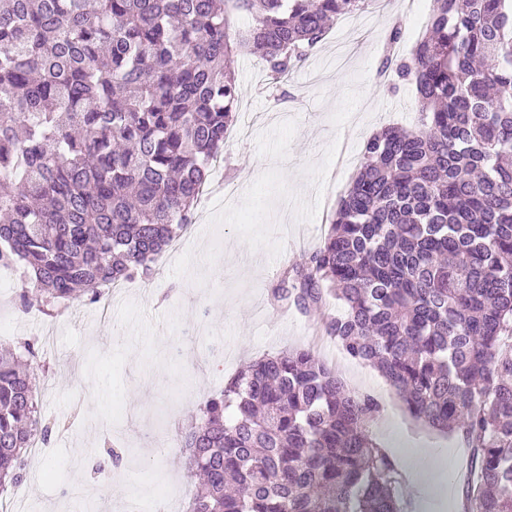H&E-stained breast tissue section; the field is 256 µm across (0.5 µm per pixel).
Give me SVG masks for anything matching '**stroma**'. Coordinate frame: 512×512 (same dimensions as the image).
<instances>
[{
  "mask_svg": "<svg viewBox=\"0 0 512 512\" xmlns=\"http://www.w3.org/2000/svg\"><path fill=\"white\" fill-rule=\"evenodd\" d=\"M432 9L433 0H421L417 14L401 17L394 0H380L373 30L333 25L277 87L258 57L238 56L237 136L224 143L193 233L159 257L153 277L126 282L103 303L76 302L66 315L0 301V322L12 330L0 345L35 340L37 362L49 367L42 415L65 424L46 453L26 455L19 512H129L134 503L162 512L161 486L173 494V512H185L194 489L187 452L157 441L176 437L244 366L311 346L323 319L343 313L332 295L302 310L273 291L285 264H302L323 241L370 135L415 125L413 85L379 79L377 68L393 23L403 25L400 52L408 54ZM318 355L339 361L349 388L381 401L378 443L399 436L415 448L447 449L451 466L426 477V492L437 512H456L466 448L417 422L378 370L335 340ZM108 436L125 453L99 476L97 451Z\"/></svg>",
  "mask_w": 512,
  "mask_h": 512,
  "instance_id": "obj_1",
  "label": "stroma"
}]
</instances>
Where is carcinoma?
I'll use <instances>...</instances> for the list:
<instances>
[{"instance_id": "cac0c4a2", "label": "carcinoma", "mask_w": 512, "mask_h": 512, "mask_svg": "<svg viewBox=\"0 0 512 512\" xmlns=\"http://www.w3.org/2000/svg\"><path fill=\"white\" fill-rule=\"evenodd\" d=\"M251 17L231 28L227 4ZM371 0H3L0 265L25 307L147 277L194 219L252 53L273 79ZM402 27L389 35L393 63ZM397 76L420 127L370 136L321 245L275 297L346 310L326 335L469 448L460 512H512V0H434ZM34 342L0 349V486L41 422ZM379 400L310 349L250 363L188 421V512H401Z\"/></svg>"}]
</instances>
